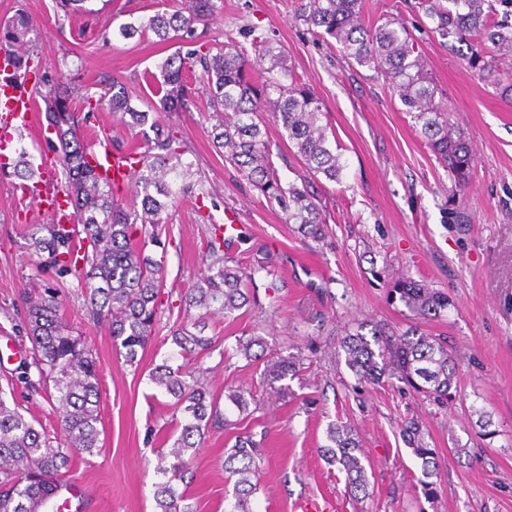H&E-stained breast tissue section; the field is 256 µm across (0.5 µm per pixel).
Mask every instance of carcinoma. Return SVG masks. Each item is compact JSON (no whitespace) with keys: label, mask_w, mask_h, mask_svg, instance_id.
Wrapping results in <instances>:
<instances>
[{"label":"carcinoma","mask_w":512,"mask_h":512,"mask_svg":"<svg viewBox=\"0 0 512 512\" xmlns=\"http://www.w3.org/2000/svg\"><path fill=\"white\" fill-rule=\"evenodd\" d=\"M495 2L421 0V8L441 38L464 40L473 36L491 42L500 55L512 56V24L493 20ZM217 9L215 0H188L186 7L172 5L145 21L125 23L119 34L133 39L150 32L160 43L188 39L194 36L195 26L207 21ZM360 9V0H300L299 17L319 35L335 39L346 57L373 67L384 77L426 145L458 185H465L473 166L472 151L459 128L450 122L448 107L435 101L437 88L426 76L422 55L416 51L409 30L395 18L368 26ZM30 25L28 16L21 12L10 26L0 29V52L26 68L31 51L26 39ZM256 52L270 56L268 77L261 83L254 81L250 54L243 46L226 51L210 44L204 50L166 58L160 66V101L165 110L185 111L189 96L184 77L191 67L200 66L209 109L216 120L214 142L224 151V160L261 195L287 211L288 223L297 225L301 236L319 242L326 234L323 209L308 194L306 185L283 186L270 158L259 113L270 112L282 128V136L315 177L341 182L342 154L329 142L327 127L320 124L324 112L313 89L293 76L284 65L283 54H275L262 44L257 45ZM32 72L31 92L47 102L45 139L65 176L58 192L71 207L68 225H49L48 235L34 240L32 246L37 252L48 253L54 266L76 278L85 315L108 324L113 347L124 350L125 361L133 365L138 353L146 350L160 320L158 298L164 283L163 263L145 256L143 249L131 243L133 226L162 223L161 214L175 207L185 193L180 179L190 168L182 162L186 145L171 126L150 117L155 108L133 106L127 89L115 80L108 92L95 100L81 96L87 112L80 115L73 108V93L61 78L37 68ZM103 104L128 126L148 124L154 133L136 155V178L127 189L129 204L119 201L114 184L95 172L88 162L91 149L80 137V124L90 121ZM16 166L21 181L29 182L35 176L23 148L18 150ZM202 220L211 225L207 247L212 268L180 294L190 324L172 329L169 336L183 362L173 366L166 360L150 374L151 382L170 395L183 414L176 422L179 434L172 448L158 456L156 512H194L190 497L178 483L185 481L205 433L212 427L233 425L229 416L245 413L254 400L250 391L231 387L222 405L190 370L191 359L214 350L213 337L203 335L211 310L230 318L250 303L246 280L252 274L224 264V226L212 223L209 214ZM391 294L424 319L440 317L452 306L448 295L409 276L395 279ZM62 307L56 288L45 289L40 298L27 303L31 362L25 367L35 368L38 379L32 381L27 370L17 376L51 398L58 412V429L52 432L36 418H27L13 389L0 388V512H47L54 486L68 483L67 474L84 461V454L98 447L100 367L85 338L62 318ZM193 310L197 314H191ZM255 346L261 348L260 353L252 352ZM340 348L345 364L361 383L402 384L438 402L450 398L457 361L448 354L444 341L419 328L399 332L384 323L362 322L345 334ZM237 351L247 359H263L264 378L271 386L296 373L294 358L267 354L259 336L238 340ZM403 433L420 461L421 483L433 489L438 477L436 450L424 441L415 423L407 425ZM326 440L320 453L345 474L350 494H368L367 472L361 460L365 453L352 428L332 422L327 426ZM261 464L255 434L237 436L224 456V473L232 483L228 512H252L251 497L257 490Z\"/></svg>","instance_id":"carcinoma-1"}]
</instances>
